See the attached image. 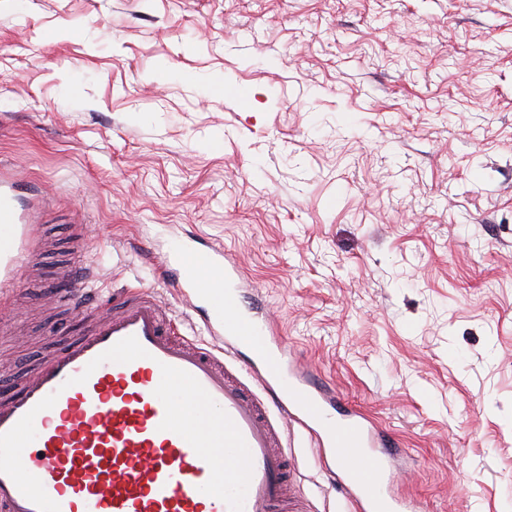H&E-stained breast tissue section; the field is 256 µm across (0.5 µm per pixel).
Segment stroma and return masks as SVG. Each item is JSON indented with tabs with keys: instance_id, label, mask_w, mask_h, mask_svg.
I'll list each match as a JSON object with an SVG mask.
<instances>
[{
	"instance_id": "obj_1",
	"label": "stroma",
	"mask_w": 512,
	"mask_h": 512,
	"mask_svg": "<svg viewBox=\"0 0 512 512\" xmlns=\"http://www.w3.org/2000/svg\"><path fill=\"white\" fill-rule=\"evenodd\" d=\"M0 172L46 197L0 280V391L135 284L222 249L419 512H512V0H0ZM310 512H354L291 427ZM92 277V271L87 268H82V266H75L73 267V273L68 274L64 277V280L67 283H70L72 285V288H63L60 292H57L58 297L61 298L65 303H67L69 306H72L75 311L84 313L85 311L89 309H95L98 311L99 305L96 306H89L86 304H76L75 302V292L76 289H74V285L76 284L77 287L79 284L86 283L91 280Z\"/></svg>"
}]
</instances>
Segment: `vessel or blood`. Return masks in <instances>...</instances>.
<instances>
[{
    "label": "vessel or blood",
    "mask_w": 512,
    "mask_h": 512,
    "mask_svg": "<svg viewBox=\"0 0 512 512\" xmlns=\"http://www.w3.org/2000/svg\"><path fill=\"white\" fill-rule=\"evenodd\" d=\"M26 214L0 195V275L10 276ZM179 293L209 314L224 347L164 328L162 306L124 289L86 335L0 400V512H293L296 474L283 431L296 423L339 462L359 512H416L385 493L372 456L376 426L332 419L334 397L288 359L270 322L241 301L243 278L223 252L183 245L165 256ZM74 267L59 293L78 312ZM262 353L237 375L239 346Z\"/></svg>",
    "instance_id": "1"
}]
</instances>
